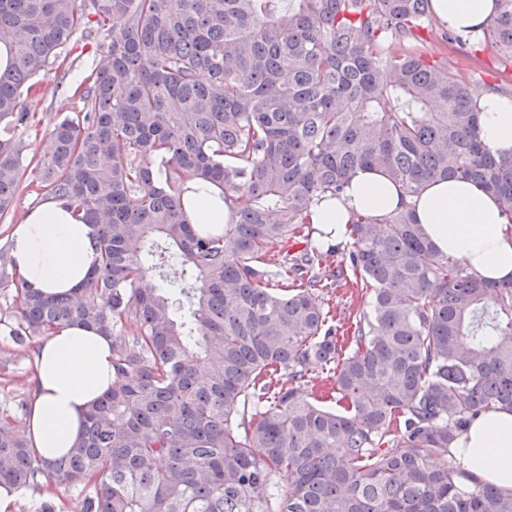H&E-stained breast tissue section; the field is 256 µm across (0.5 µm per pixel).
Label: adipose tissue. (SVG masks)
<instances>
[{
  "label": "adipose tissue",
  "mask_w": 512,
  "mask_h": 512,
  "mask_svg": "<svg viewBox=\"0 0 512 512\" xmlns=\"http://www.w3.org/2000/svg\"><path fill=\"white\" fill-rule=\"evenodd\" d=\"M439 24L456 34H482L498 8L497 0H432ZM478 134L495 156L512 153V100L482 93ZM184 214L197 232L220 233L231 223L220 188L202 180L187 182ZM412 210L437 247L463 259L482 277L512 281V224L497 197L466 182L428 181L409 197L381 170L359 169L343 195L323 197L311 208V221L323 244L339 242L352 212L390 215ZM91 226L75 219L58 200L30 209L11 232L13 268L34 290L76 294L95 261ZM36 377L23 436L35 453L53 461L81 438L88 409L112 387V340L80 324L42 337L34 351ZM450 459H461L474 484L512 491V409L501 408L473 419L460 433Z\"/></svg>",
  "instance_id": "adipose-tissue-1"
}]
</instances>
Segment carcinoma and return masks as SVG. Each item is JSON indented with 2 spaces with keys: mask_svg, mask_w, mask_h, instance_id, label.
<instances>
[{
  "mask_svg": "<svg viewBox=\"0 0 512 512\" xmlns=\"http://www.w3.org/2000/svg\"><path fill=\"white\" fill-rule=\"evenodd\" d=\"M498 2L477 45L512 60V0ZM432 19L431 0H0V218L31 80L77 33L107 36L81 111L54 118L35 163L37 195L92 226L98 263L79 295L47 296L4 245L0 286L16 344L80 322L112 337L113 369L53 462L21 439L26 400L0 407V484L90 487L80 512H512L511 492L465 489L444 462L472 419L512 407V282L442 252L408 209L354 212L349 267L370 305L351 350L316 297L345 270L315 272L310 208L358 168L408 196L473 183L512 224V155L482 147V90L414 45ZM193 178L224 188V232L188 224ZM150 275L161 287H139Z\"/></svg>",
  "mask_w": 512,
  "mask_h": 512,
  "instance_id": "1",
  "label": "carcinoma"
}]
</instances>
